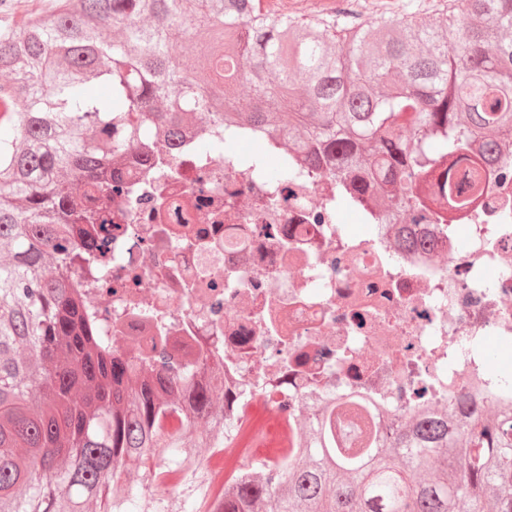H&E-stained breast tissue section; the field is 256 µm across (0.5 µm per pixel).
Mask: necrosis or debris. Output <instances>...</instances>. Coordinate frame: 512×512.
I'll list each match as a JSON object with an SVG mask.
<instances>
[{
  "instance_id": "1",
  "label": "necrosis or debris",
  "mask_w": 512,
  "mask_h": 512,
  "mask_svg": "<svg viewBox=\"0 0 512 512\" xmlns=\"http://www.w3.org/2000/svg\"><path fill=\"white\" fill-rule=\"evenodd\" d=\"M197 121L165 142L131 140L112 164V226L89 225L97 262L71 279L98 336L126 358L167 356L224 380L231 441L205 454L210 501L247 462L296 453L291 420L315 397H372L395 421L453 409L512 408V168L490 159L478 204L447 223L385 224L355 210L349 232L335 178L265 170L288 138Z\"/></svg>"
}]
</instances>
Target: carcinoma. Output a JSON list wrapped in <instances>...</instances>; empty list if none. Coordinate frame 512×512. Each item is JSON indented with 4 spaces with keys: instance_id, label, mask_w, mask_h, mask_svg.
<instances>
[{
    "instance_id": "cac0c4a2",
    "label": "carcinoma",
    "mask_w": 512,
    "mask_h": 512,
    "mask_svg": "<svg viewBox=\"0 0 512 512\" xmlns=\"http://www.w3.org/2000/svg\"><path fill=\"white\" fill-rule=\"evenodd\" d=\"M465 2L364 25L260 0H57L0 22V97L18 106L0 134V512H206L224 388L112 356L65 277L90 259L80 225L108 221L81 194L112 193V152L192 115L286 126L348 205L373 198L391 223L467 208L481 155L512 157V0ZM336 407L303 419L291 461L248 463L224 512H512L511 414L376 413L338 448Z\"/></svg>"
}]
</instances>
